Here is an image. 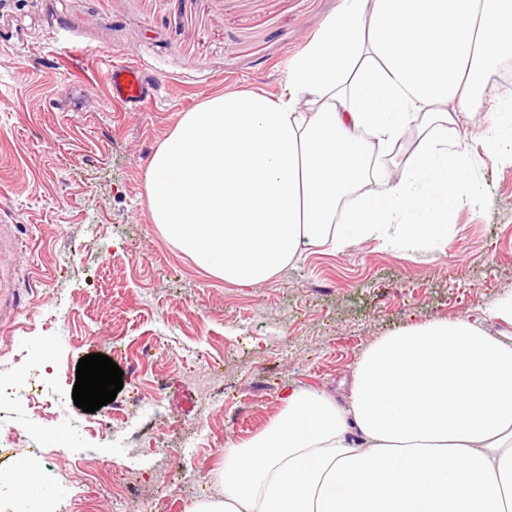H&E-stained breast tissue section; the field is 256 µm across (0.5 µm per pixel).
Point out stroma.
Segmentation results:
<instances>
[{
	"label": "stroma",
	"instance_id": "stroma-1",
	"mask_svg": "<svg viewBox=\"0 0 512 512\" xmlns=\"http://www.w3.org/2000/svg\"><path fill=\"white\" fill-rule=\"evenodd\" d=\"M342 0H0V380L37 372L45 395L0 403L7 425L38 435L36 476L53 512H189L220 495L228 442L259 434L293 385L345 400L366 350L430 320L470 318L487 334L512 325L486 310L512 294V166L483 147L512 116L474 130L473 192L451 213L448 243L414 252L363 241L305 252L255 288L224 282L162 238L146 199L149 161L184 113L232 92L279 98L288 65ZM161 79L152 99L112 101L103 60ZM123 387L156 403L153 437L174 454L125 458L102 420L72 398L77 363L109 354ZM152 356L132 363L143 346ZM52 361L43 364L45 348ZM210 376L224 398L204 406ZM138 498L115 507L128 469Z\"/></svg>",
	"mask_w": 512,
	"mask_h": 512
}]
</instances>
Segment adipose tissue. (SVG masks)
I'll list each match as a JSON object with an SVG mask.
<instances>
[{
	"mask_svg": "<svg viewBox=\"0 0 512 512\" xmlns=\"http://www.w3.org/2000/svg\"><path fill=\"white\" fill-rule=\"evenodd\" d=\"M510 59L512 0H342L278 100L214 96L182 117L150 161L151 221L242 287L312 248L447 240L474 164L448 132L507 108L492 78ZM281 402L225 451L223 495L189 512H512V341L468 319L382 338L345 402L293 386Z\"/></svg>",
	"mask_w": 512,
	"mask_h": 512,
	"instance_id": "ef3b65f1",
	"label": "adipose tissue"
}]
</instances>
